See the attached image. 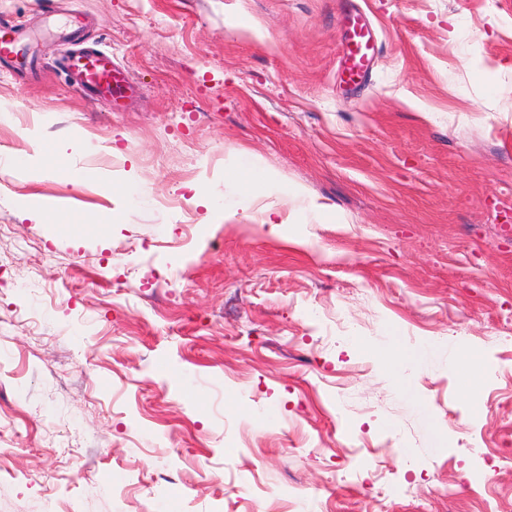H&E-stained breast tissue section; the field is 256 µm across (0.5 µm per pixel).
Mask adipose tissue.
Masks as SVG:
<instances>
[{"instance_id":"obj_1","label":"adipose tissue","mask_w":512,"mask_h":512,"mask_svg":"<svg viewBox=\"0 0 512 512\" xmlns=\"http://www.w3.org/2000/svg\"><path fill=\"white\" fill-rule=\"evenodd\" d=\"M275 196L289 199L298 205L292 220L276 218L274 210H266L264 222L268 231L274 236L287 233L289 223L308 224L321 220L326 208L323 204L310 199L304 188L291 186L278 176L260 165L251 155L239 154L232 171L224 177V198L233 207L248 210L254 199ZM372 353L380 358L393 378L395 392L403 398L410 397L411 392L406 384L405 372L410 368L432 367L440 363H465L469 390H476L479 357L465 351L459 345L449 346L448 350H440L433 345L400 346L396 337H387L386 341L373 348Z\"/></svg>"}]
</instances>
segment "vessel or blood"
Returning a JSON list of instances; mask_svg holds the SVG:
<instances>
[{
  "instance_id": "obj_1",
  "label": "vessel or blood",
  "mask_w": 512,
  "mask_h": 512,
  "mask_svg": "<svg viewBox=\"0 0 512 512\" xmlns=\"http://www.w3.org/2000/svg\"><path fill=\"white\" fill-rule=\"evenodd\" d=\"M22 34L13 24L0 23V59L11 61L20 74H27L30 63L22 49ZM371 49V33L365 23L354 21L344 49L345 72L349 81L361 78ZM62 69L70 85L77 92L90 99L125 98L127 81L117 75L112 59L97 50L68 52L62 62Z\"/></svg>"
}]
</instances>
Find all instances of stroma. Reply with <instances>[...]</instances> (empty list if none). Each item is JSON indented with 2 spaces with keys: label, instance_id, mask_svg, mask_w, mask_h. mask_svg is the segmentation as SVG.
<instances>
[{
  "label": "stroma",
  "instance_id": "obj_1",
  "mask_svg": "<svg viewBox=\"0 0 512 512\" xmlns=\"http://www.w3.org/2000/svg\"><path fill=\"white\" fill-rule=\"evenodd\" d=\"M351 16L376 46L355 85ZM0 19L40 64L0 67V512H512V0ZM74 31L129 99L68 86ZM243 151L325 222L271 237L274 197L225 218ZM390 333L476 352V393L444 364L396 396L367 350Z\"/></svg>",
  "mask_w": 512,
  "mask_h": 512
}]
</instances>
